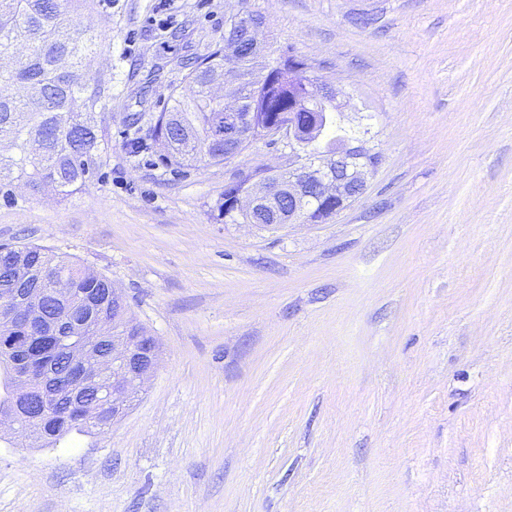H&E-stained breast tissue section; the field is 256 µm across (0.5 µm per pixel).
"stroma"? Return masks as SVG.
<instances>
[{"instance_id": "1", "label": "stroma", "mask_w": 512, "mask_h": 512, "mask_svg": "<svg viewBox=\"0 0 512 512\" xmlns=\"http://www.w3.org/2000/svg\"><path fill=\"white\" fill-rule=\"evenodd\" d=\"M264 18L382 156L329 220L225 223L280 141L175 168L153 135L224 20ZM107 153L62 196L15 184L0 245L109 279L155 336L126 415L0 435V512H512V0H112ZM139 149H131L132 139Z\"/></svg>"}]
</instances>
